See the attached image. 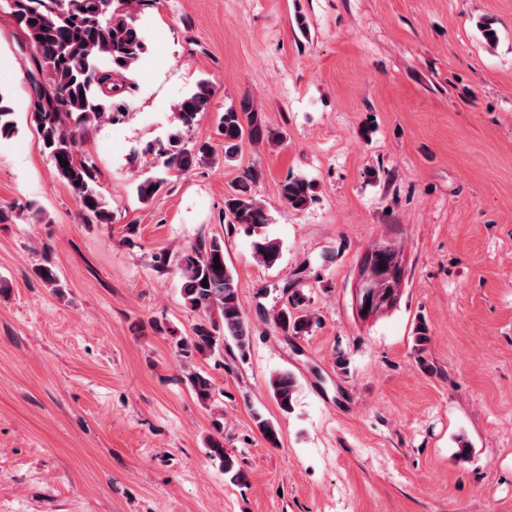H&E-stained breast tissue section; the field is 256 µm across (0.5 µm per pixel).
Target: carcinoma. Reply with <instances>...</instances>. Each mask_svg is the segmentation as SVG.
Here are the masks:
<instances>
[{
    "instance_id": "cac0c4a2",
    "label": "carcinoma",
    "mask_w": 512,
    "mask_h": 512,
    "mask_svg": "<svg viewBox=\"0 0 512 512\" xmlns=\"http://www.w3.org/2000/svg\"><path fill=\"white\" fill-rule=\"evenodd\" d=\"M140 0H11L3 4L26 35L36 53L29 61L27 76L34 87V112L30 119L38 125V146L48 154L59 175L77 195L86 216L97 224L112 223V211L96 187L93 165L77 156L76 143L82 130L95 123L112 121L115 114L128 111L122 92L128 75L138 65L147 45L137 9ZM211 82L203 79L196 89L175 105L174 119L189 128L196 116L208 111L211 104ZM224 136V160L237 156L244 141L265 140L267 131L255 113L230 107L221 118ZM18 132L16 112L8 95L0 92V140ZM208 153V145L195 149L184 146L182 135L170 134L167 144L159 149L163 158V175L149 176L136 186L139 200L147 203L168 183L172 172L189 170L198 156ZM312 184L303 177H288L280 184L281 199L295 210H303L312 200ZM224 216L233 224L248 227L267 223L262 204L250 193L247 182L225 197ZM254 251L269 267L281 256L280 245L266 238L254 242ZM393 250L382 246L365 258L379 270L388 268ZM220 268H214V259ZM181 293L186 303L205 314V322L197 325L195 336L179 341L180 356L211 351L231 337L245 346L249 329L238 298L233 272L224 261V240L205 239L184 250L177 258ZM208 286H202V282ZM305 300L298 289L288 296L290 308L279 311L276 326L286 336L308 332L311 318L296 311ZM196 396L211 398V380L201 374H190ZM272 394L284 411L292 407L297 380L289 372H279L270 380ZM209 453L220 459L224 473L242 482L246 479L235 459L218 438L209 440Z\"/></svg>"
}]
</instances>
